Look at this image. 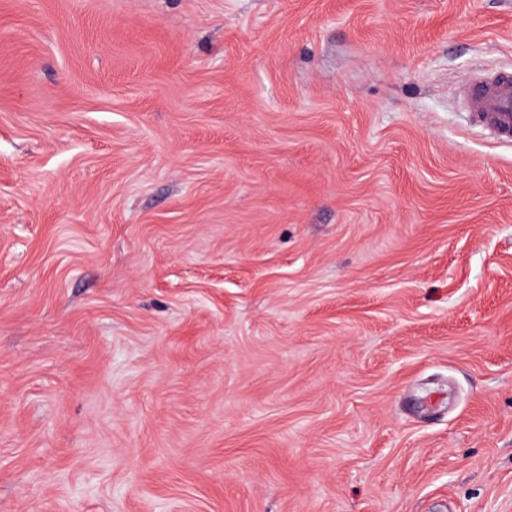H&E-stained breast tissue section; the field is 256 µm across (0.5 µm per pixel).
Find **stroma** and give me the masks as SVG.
Here are the masks:
<instances>
[{
  "label": "stroma",
  "instance_id": "obj_1",
  "mask_svg": "<svg viewBox=\"0 0 512 512\" xmlns=\"http://www.w3.org/2000/svg\"><path fill=\"white\" fill-rule=\"evenodd\" d=\"M512 0H0V512H512ZM460 98L489 134L498 140H512V75H480L460 88Z\"/></svg>",
  "mask_w": 512,
  "mask_h": 512
}]
</instances>
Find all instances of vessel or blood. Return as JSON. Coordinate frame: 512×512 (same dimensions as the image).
I'll list each match as a JSON object with an SVG mask.
<instances>
[{
  "label": "vessel or blood",
  "mask_w": 512,
  "mask_h": 512,
  "mask_svg": "<svg viewBox=\"0 0 512 512\" xmlns=\"http://www.w3.org/2000/svg\"><path fill=\"white\" fill-rule=\"evenodd\" d=\"M460 98L489 134L502 141L512 140V75H480L461 87Z\"/></svg>",
  "instance_id": "1"
}]
</instances>
